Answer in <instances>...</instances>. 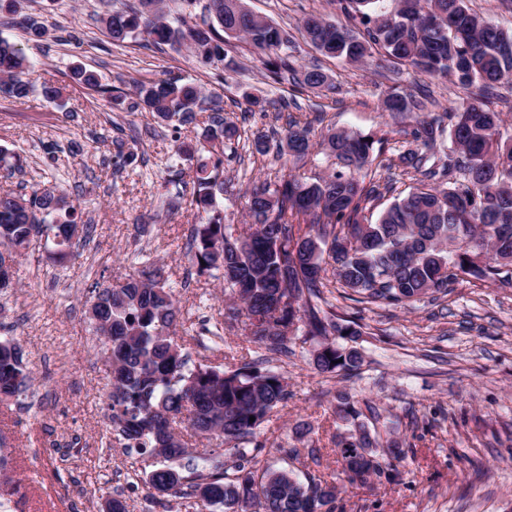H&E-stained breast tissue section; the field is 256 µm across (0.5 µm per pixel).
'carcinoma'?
Returning <instances> with one entry per match:
<instances>
[{"label":"carcinoma","mask_w":512,"mask_h":512,"mask_svg":"<svg viewBox=\"0 0 512 512\" xmlns=\"http://www.w3.org/2000/svg\"><path fill=\"white\" fill-rule=\"evenodd\" d=\"M331 2L368 27L356 32L319 13L303 16L299 30L320 54L363 63L380 49L415 82L455 79L467 102L443 118L416 119L399 161L421 179L377 218L365 215L367 204L392 190L376 179L382 166L378 140L330 129L320 147L337 160V169L309 181L287 174L254 186L246 227L225 223L217 202L224 192V153L214 147L234 141L239 129L213 103L196 143V151L208 157L193 180L198 222L191 229L190 255L198 275L217 276L226 303L223 323H203L200 334L222 341L224 330L238 329L270 356L245 355L230 371L222 364H189L177 343L179 333H189L186 317L156 262H145L122 283L96 284L89 307L112 372L113 429L127 447L154 459L142 474L148 497L157 502L196 498L210 512H336L335 484L289 467L253 464L254 452L263 448L255 441L257 429L291 397L283 373L266 367L272 357H288L290 344L300 338L315 343L311 355L321 374L351 377L364 364L358 347L336 341L360 332L338 322L323 288L333 279L359 302L406 306L468 278L512 285V139L502 138L501 113L487 104L499 86L512 82V31L471 12L465 0H394L391 9L386 0ZM205 10L202 25L173 27L164 0H141L139 8L112 10L101 24L114 45L145 34L155 46L184 45L228 68L233 61L226 60L224 37L243 38L264 55L273 81L290 75L304 89H336L320 66H293L296 47L273 50L284 33L244 0H207ZM2 11L6 23L29 35L48 34L44 23L25 14V0H0ZM30 70L21 48L1 36L0 93L16 101L28 98L35 90ZM73 78L102 89L100 75L82 66L73 68ZM427 92L422 88L416 99L392 89L382 108L395 116L422 112ZM206 100L201 86L178 78L136 82L132 96H112L115 105L149 112L176 131L196 120ZM112 145L114 165L134 161L125 142ZM312 147L310 130L290 125L279 150L302 159ZM75 226L89 235L82 212L54 185L24 194L0 191V251L16 260L36 234L46 251L64 261ZM32 382L20 346L0 340V402L20 396ZM336 401L344 429L333 443L343 471L381 477L385 460L405 455L402 442L375 406L345 392ZM188 435L219 439L232 465L211 452L191 454Z\"/></svg>","instance_id":"cac0c4a2"}]
</instances>
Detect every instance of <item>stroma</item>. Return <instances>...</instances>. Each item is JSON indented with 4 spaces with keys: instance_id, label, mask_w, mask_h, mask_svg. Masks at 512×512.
I'll return each instance as SVG.
<instances>
[{
    "instance_id": "obj_1",
    "label": "stroma",
    "mask_w": 512,
    "mask_h": 512,
    "mask_svg": "<svg viewBox=\"0 0 512 512\" xmlns=\"http://www.w3.org/2000/svg\"><path fill=\"white\" fill-rule=\"evenodd\" d=\"M126 0H26L27 12L49 27L39 41L15 28L1 31L23 48L35 83L64 89L63 102L41 93L23 101L0 97V148L26 159L23 175L0 176V189L50 182L63 188L93 227L74 240L71 260L58 265L40 248H29L17 266L18 286L0 294V339L17 340L33 377L28 396L0 405V438L10 456L0 469V496L24 491L23 512H103L121 498L127 512H198L193 500L147 501L140 474L148 460L125 449L106 407L111 389L105 347L87 314L91 290L132 273L131 256L151 254L176 284L183 311L214 321L224 318L219 283L197 276L186 246L195 218L189 201L198 159L178 154L179 142L196 141L201 127L180 131L159 126L147 112L113 107L109 90L131 92L133 81L179 76L220 99L244 141L224 150V195L219 203L233 224L246 223L245 193L284 174L309 177L331 171L334 158L315 152L304 160L279 154L289 123L311 128L313 141L327 129H353L385 138V157L398 190L413 175L395 160L405 146L410 119L381 109L390 89L419 95L418 83L393 73L381 56L362 65L327 59L298 28L309 13L346 18L329 0H244L253 13L276 23L297 50L298 65L319 64L335 91H311L292 81L272 82L250 43L228 39L234 63L206 62L189 51L155 49L144 38L117 46L99 21ZM97 71L104 92L72 83L74 65ZM270 100L251 108L247 95ZM265 133L266 154L247 138ZM116 139L136 154L123 168L112 163ZM340 322L358 330L365 356L361 373L346 379L318 373L309 345L295 343L277 367L292 393L257 430L265 448L261 467H281L284 448L299 447L295 429L311 428L320 448L312 475L333 481L336 512H512V286L470 280L449 286L407 307L363 304L331 284L328 295ZM367 401L399 419L405 455L370 483H349L331 441L338 426V391Z\"/></svg>"
}]
</instances>
